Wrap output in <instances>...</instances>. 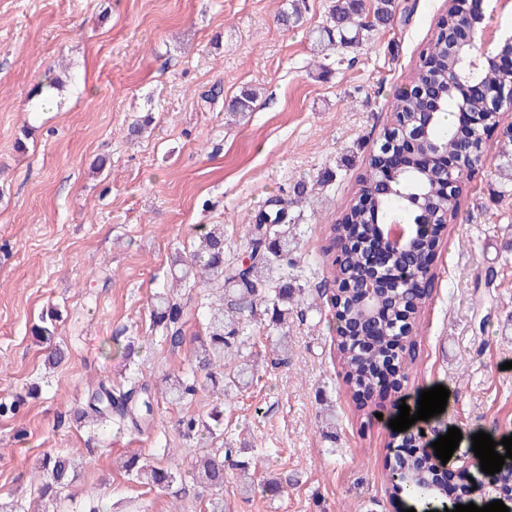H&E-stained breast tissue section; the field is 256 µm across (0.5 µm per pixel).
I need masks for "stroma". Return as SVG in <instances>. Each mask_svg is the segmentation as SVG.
I'll return each mask as SVG.
<instances>
[{"instance_id":"1","label":"stroma","mask_w":512,"mask_h":512,"mask_svg":"<svg viewBox=\"0 0 512 512\" xmlns=\"http://www.w3.org/2000/svg\"><path fill=\"white\" fill-rule=\"evenodd\" d=\"M390 24L352 47L314 56L312 33L331 0H0V500L41 512L33 473L43 456L76 458L63 512H203L200 487L171 495L118 467L138 454L186 467L202 452L237 449L258 462L248 492L227 467L225 512H415L385 482L390 419L423 390H450L439 427L460 429L456 470L472 436H512V178L499 172L502 133L487 142L458 217L434 260L432 290L418 314V359L398 390L357 408L343 382L334 311L315 259L351 198L365 162L408 87L448 0H396ZM299 6V23L280 11ZM60 77L55 98L39 86ZM252 112L229 115L241 90ZM152 115L141 138L128 128ZM331 172L292 210L300 233L288 282L303 305L288 319V347H274L262 316L245 355L257 372L228 397L153 403L142 429L99 432L76 422L101 379L131 373L159 384L195 358L199 321L171 354L151 320L169 286L174 254L190 256L203 224L224 227L227 259L242 257L265 201L292 198L295 184ZM58 309L64 362L31 327ZM134 342L124 357L122 347ZM220 407L215 435L183 438L179 421Z\"/></svg>"}]
</instances>
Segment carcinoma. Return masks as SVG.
<instances>
[{"label": "carcinoma", "instance_id": "1", "mask_svg": "<svg viewBox=\"0 0 512 512\" xmlns=\"http://www.w3.org/2000/svg\"><path fill=\"white\" fill-rule=\"evenodd\" d=\"M364 0H335L329 10L327 23L315 31V42L333 46L336 43L359 42L360 32L367 24L356 20L363 11ZM396 8V0H375L373 18L377 25L389 24ZM461 6L448 5V10L437 23V32L420 55L412 80V94H400L392 103L391 123L383 129L381 141L391 143L397 130L403 126L414 128L419 122L423 99L445 89L452 61L446 51L453 36L456 14ZM473 115L456 125L449 118L453 112L447 108L446 119H436L432 139L441 147L439 154L428 160L434 180L433 194L423 202V209L438 214L431 236H423L414 250L400 259L408 270V279L389 293L380 294L381 311L372 323H364L358 333L339 336L342 354L343 378L350 391L369 389L379 375V369L394 356L393 346L402 339L397 364L398 377L414 365L416 356V321L414 311L424 303L428 294L420 278L424 267L432 263L435 241L447 230L448 224L458 216L461 201L467 193L464 185L448 187L445 167L448 158L462 157L481 162L483 139L492 136L498 124L497 117L484 111L482 95L471 94ZM255 94L245 89L234 97L228 111L241 115L253 110ZM398 161L384 159L387 150L369 156L366 171L359 177L353 197L345 206L340 222L330 226L328 242L322 257L328 262V273L333 284L340 285L330 298L331 306L339 308L338 319L357 322L360 314L358 302L365 280L369 246L376 242L377 225L393 220L415 223L417 215L405 208L395 196L382 193V182L399 176L406 167L422 163L418 154L408 151L407 142L394 143ZM448 205H443V201ZM297 235L296 218L288 202L272 198L258 213L250 230L249 254L251 262L242 267L240 262L224 259V230L213 226L199 237V247L193 258L175 260L177 270L172 274L174 286H188L187 296L174 291L159 292L152 298L154 325L163 330L168 349H181L185 317L200 315L202 332L197 335L198 346L195 365L189 371L162 378L161 395L172 403L194 400L206 390L228 395L252 384V364L242 354L248 341L247 327L257 312L268 319V327L278 335H285L288 315L292 314L299 299L288 287V279L281 272L295 265L290 243ZM152 416L151 389L137 381L125 387L102 385L92 395L90 410L79 409L76 419H89L99 425L107 423L118 427L133 425L140 428ZM222 422L221 412L212 410L209 420L189 417L180 421L183 435L193 438L200 434L213 435ZM232 450L206 453L192 459L187 469L151 466L140 463L139 456L130 455L125 471L136 481L159 491L168 492L189 476L211 491L207 498V512H224V471L231 462ZM74 466L66 454L46 455L39 466L42 495L58 497L72 482ZM395 495L423 496L430 492L424 478L411 483H393Z\"/></svg>", "mask_w": 512, "mask_h": 512}]
</instances>
